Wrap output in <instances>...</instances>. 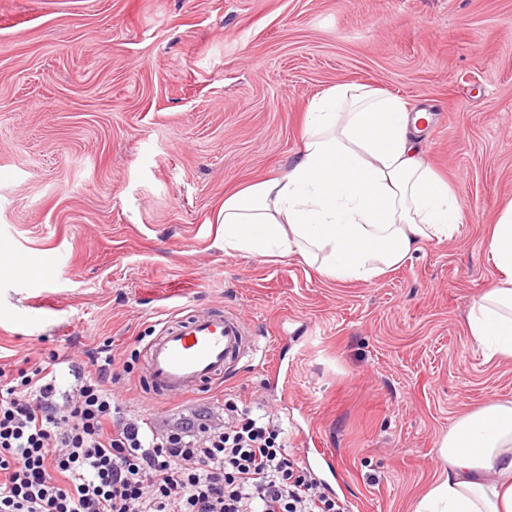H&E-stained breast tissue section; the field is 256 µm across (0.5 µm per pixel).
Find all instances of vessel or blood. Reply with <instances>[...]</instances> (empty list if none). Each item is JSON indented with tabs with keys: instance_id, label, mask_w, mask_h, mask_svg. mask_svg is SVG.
I'll list each match as a JSON object with an SVG mask.
<instances>
[{
	"instance_id": "b4317fda",
	"label": "vessel or blood",
	"mask_w": 512,
	"mask_h": 512,
	"mask_svg": "<svg viewBox=\"0 0 512 512\" xmlns=\"http://www.w3.org/2000/svg\"><path fill=\"white\" fill-rule=\"evenodd\" d=\"M241 319L224 312H192L167 321L146 346L147 382L156 403L194 395L219 381L247 353Z\"/></svg>"
}]
</instances>
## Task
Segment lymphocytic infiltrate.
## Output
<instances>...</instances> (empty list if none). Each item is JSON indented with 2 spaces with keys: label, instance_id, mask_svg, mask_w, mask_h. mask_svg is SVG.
Returning <instances> with one entry per match:
<instances>
[{
  "label": "lymphocytic infiltrate",
  "instance_id": "f902f5d3",
  "mask_svg": "<svg viewBox=\"0 0 512 512\" xmlns=\"http://www.w3.org/2000/svg\"><path fill=\"white\" fill-rule=\"evenodd\" d=\"M59 357L0 364V512H347L295 466L267 414L224 406L166 433L119 414L103 345L58 383Z\"/></svg>",
  "mask_w": 512,
  "mask_h": 512
}]
</instances>
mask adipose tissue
I'll return each instance as SVG.
<instances>
[{"label": "adipose tissue", "mask_w": 512, "mask_h": 512, "mask_svg": "<svg viewBox=\"0 0 512 512\" xmlns=\"http://www.w3.org/2000/svg\"><path fill=\"white\" fill-rule=\"evenodd\" d=\"M425 114L366 84L317 93L288 171L225 196V254H295L327 279L369 282L423 242L452 237L461 209L421 149ZM487 246L495 275L473 298L467 331L486 358H512V204ZM438 454L445 466L413 512H512V402L460 418Z\"/></svg>", "instance_id": "1"}]
</instances>
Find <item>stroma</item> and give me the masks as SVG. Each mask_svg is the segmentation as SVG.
<instances>
[{
	"label": "stroma",
	"instance_id": "35a3bbf8",
	"mask_svg": "<svg viewBox=\"0 0 512 512\" xmlns=\"http://www.w3.org/2000/svg\"><path fill=\"white\" fill-rule=\"evenodd\" d=\"M339 83L431 113L456 232L370 282L225 255V195L286 172L309 100ZM511 199L512 0H0V362L111 343L125 413L160 429L265 406L348 512H410L440 438L512 402V359L486 361L466 331ZM208 309L238 314L260 351L155 409L147 343Z\"/></svg>",
	"mask_w": 512,
	"mask_h": 512
}]
</instances>
